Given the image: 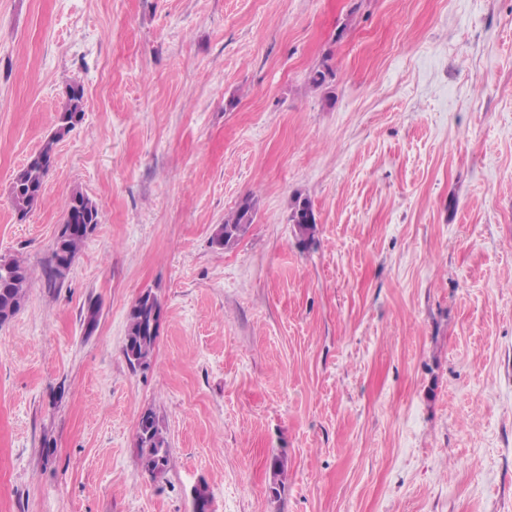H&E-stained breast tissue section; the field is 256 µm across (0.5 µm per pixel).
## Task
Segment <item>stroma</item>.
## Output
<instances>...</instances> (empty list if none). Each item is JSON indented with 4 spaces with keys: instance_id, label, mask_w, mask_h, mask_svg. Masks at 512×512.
Listing matches in <instances>:
<instances>
[{
    "instance_id": "obj_1",
    "label": "stroma",
    "mask_w": 512,
    "mask_h": 512,
    "mask_svg": "<svg viewBox=\"0 0 512 512\" xmlns=\"http://www.w3.org/2000/svg\"><path fill=\"white\" fill-rule=\"evenodd\" d=\"M77 188L101 218L54 280ZM1 255L31 281L0 325V512H194L201 481L212 512H512V0H0ZM83 107V90L79 86L71 87L68 101L57 116L54 132L44 141L39 152L15 176L11 202L18 217H25L41 200L44 179L54 155V145L79 123L84 114ZM74 114L80 115V119L67 124V117L70 118ZM255 204V197H244L237 208L224 217V224L216 226L211 244L222 250L236 246L253 222ZM291 224H294V234L300 243H309L313 241L317 222L311 205L307 200L298 202L291 212ZM149 295L152 303L148 302ZM161 303L151 292H146L131 306L124 354L132 368L147 367L154 355L159 337ZM137 448L145 470L153 475L165 472L169 463L168 443L152 411L143 413L140 418Z\"/></svg>"
}]
</instances>
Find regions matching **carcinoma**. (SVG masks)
<instances>
[{
	"instance_id": "carcinoma-1",
	"label": "carcinoma",
	"mask_w": 512,
	"mask_h": 512,
	"mask_svg": "<svg viewBox=\"0 0 512 512\" xmlns=\"http://www.w3.org/2000/svg\"><path fill=\"white\" fill-rule=\"evenodd\" d=\"M83 107V90L78 86L70 88L68 101L57 116L54 132L15 176L11 202L18 217H25L41 200L44 179L54 155V145L74 129L75 124L67 122V118L74 114L83 115ZM255 204V197H244L237 208L224 217V223L216 226L211 244L222 250L236 246L253 222ZM98 222L99 210L96 203L83 192L74 191L66 202L64 215V225L73 227V231L58 237L52 251V260H57L61 251L67 255L68 260H74L88 237V233L80 230V226L96 225ZM290 222L294 224V234L299 242L313 241L317 222L308 201L303 200L295 205ZM29 281V271L19 260L0 258V324L7 322L19 311ZM160 317L161 303L155 296L150 301L140 297L131 306L124 354L132 368L150 364L159 337ZM137 448L145 470L153 475L165 472L169 463L168 443L151 411L143 413L140 418Z\"/></svg>"
}]
</instances>
